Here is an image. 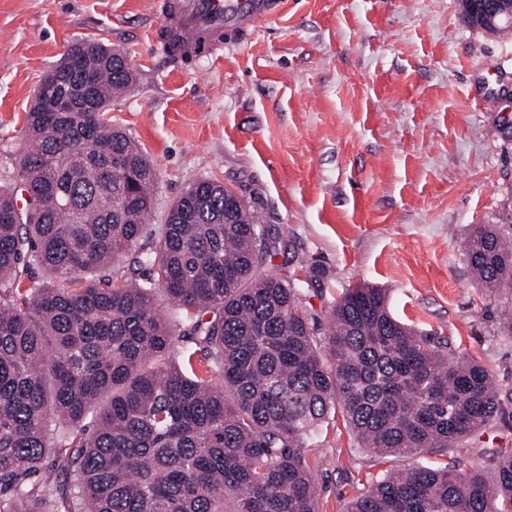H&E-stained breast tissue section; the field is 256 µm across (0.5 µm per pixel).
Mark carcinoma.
<instances>
[{
  "mask_svg": "<svg viewBox=\"0 0 512 512\" xmlns=\"http://www.w3.org/2000/svg\"><path fill=\"white\" fill-rule=\"evenodd\" d=\"M133 80L122 53L73 43L0 185V512H319L307 449L332 410L381 456L443 453L494 421L490 371L396 319L382 288L346 289L319 343L303 296L323 273L263 268L277 248L238 191L200 180L149 227L156 171L104 118ZM54 97L74 110L46 111ZM465 252L479 287L512 290L495 225ZM347 512H512V453L491 477H384Z\"/></svg>",
  "mask_w": 512,
  "mask_h": 512,
  "instance_id": "cac0c4a2",
  "label": "carcinoma"
}]
</instances>
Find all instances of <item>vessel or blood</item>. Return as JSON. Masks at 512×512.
I'll return each mask as SVG.
<instances>
[{
	"mask_svg": "<svg viewBox=\"0 0 512 512\" xmlns=\"http://www.w3.org/2000/svg\"><path fill=\"white\" fill-rule=\"evenodd\" d=\"M285 0H151L163 23L156 50L168 58L202 53L216 58L280 15Z\"/></svg>",
	"mask_w": 512,
	"mask_h": 512,
	"instance_id": "obj_1",
	"label": "vessel or blood"
}]
</instances>
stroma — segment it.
Returning a JSON list of instances; mask_svg holds the SVG:
<instances>
[{"mask_svg": "<svg viewBox=\"0 0 512 512\" xmlns=\"http://www.w3.org/2000/svg\"><path fill=\"white\" fill-rule=\"evenodd\" d=\"M148 0H0V176L24 149L35 90L72 42L123 52L132 88L109 116L157 172L151 224L195 181L236 189L290 255L319 266L305 304L318 327L347 288L385 289L395 317L449 343L512 389V295L471 279L464 246L479 224L512 239V39L468 27L457 0H287L243 44L211 61L166 63ZM501 90L493 112L474 98ZM512 451V401L449 453L379 457L342 412L310 449L320 512H346L373 482L457 459L490 469Z\"/></svg>", "mask_w": 512, "mask_h": 512, "instance_id": "35a3bbf8", "label": "stroma"}]
</instances>
